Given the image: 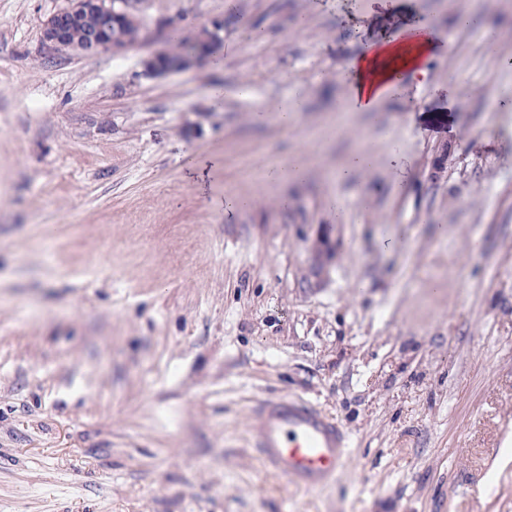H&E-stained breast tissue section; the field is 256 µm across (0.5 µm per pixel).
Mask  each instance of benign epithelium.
<instances>
[{
	"label": "benign epithelium",
	"instance_id": "obj_1",
	"mask_svg": "<svg viewBox=\"0 0 512 512\" xmlns=\"http://www.w3.org/2000/svg\"><path fill=\"white\" fill-rule=\"evenodd\" d=\"M140 0H68L67 7L48 16L42 23L41 43L46 58L51 59L62 52L90 53L110 51L119 55L127 50V44L104 37L86 45L69 42L59 29L58 19L64 15L78 18L89 12L131 15ZM173 22L159 21L152 28L143 29V38L148 43H165L172 30Z\"/></svg>",
	"mask_w": 512,
	"mask_h": 512
}]
</instances>
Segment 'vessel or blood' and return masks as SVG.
<instances>
[{"instance_id": "b4317fda", "label": "vessel or blood", "mask_w": 512, "mask_h": 512, "mask_svg": "<svg viewBox=\"0 0 512 512\" xmlns=\"http://www.w3.org/2000/svg\"><path fill=\"white\" fill-rule=\"evenodd\" d=\"M253 448L278 474L305 488L333 482L347 460L346 430L308 402L267 399L252 413Z\"/></svg>"}]
</instances>
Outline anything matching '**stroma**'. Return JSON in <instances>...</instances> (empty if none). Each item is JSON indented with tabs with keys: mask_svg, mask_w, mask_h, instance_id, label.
Wrapping results in <instances>:
<instances>
[{
	"mask_svg": "<svg viewBox=\"0 0 512 512\" xmlns=\"http://www.w3.org/2000/svg\"><path fill=\"white\" fill-rule=\"evenodd\" d=\"M65 4L0 0V512H512V0H143L245 19L159 77L149 45L44 60ZM402 5L453 50L349 111L356 27ZM279 397L348 430L335 484L250 448Z\"/></svg>",
	"mask_w": 512,
	"mask_h": 512,
	"instance_id": "stroma-1",
	"label": "stroma"
}]
</instances>
